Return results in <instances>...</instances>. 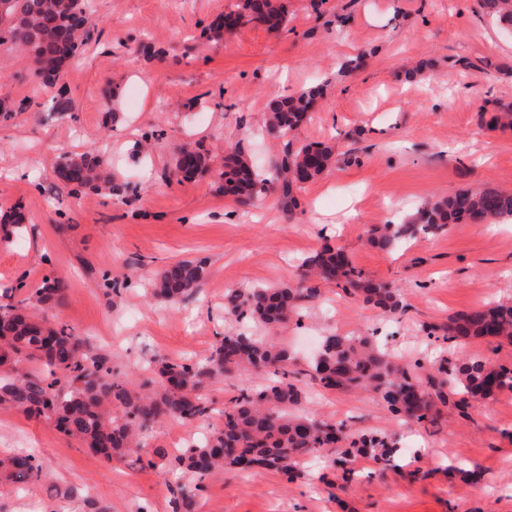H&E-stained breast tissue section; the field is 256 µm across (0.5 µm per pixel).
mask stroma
<instances>
[{"instance_id":"obj_1","label":"stroma","mask_w":512,"mask_h":512,"mask_svg":"<svg viewBox=\"0 0 512 512\" xmlns=\"http://www.w3.org/2000/svg\"><path fill=\"white\" fill-rule=\"evenodd\" d=\"M288 26L241 24L218 44L205 29L230 0H95L89 39L66 69L75 117L22 109L35 90L24 55L0 45V91L18 114L0 124V209L21 206L28 231L0 241V288L15 301L49 275L67 277L51 321L70 324L134 386L153 358L206 355L217 336L263 335L224 310V292L279 286L323 244L340 246L372 278L400 287L401 312L385 314L320 284L300 319L270 333L306 356L329 330L379 338L408 360L447 355L512 368V344L441 338L450 316L512 302V223L460 224L418 234L391 251L370 229L406 222L426 199L491 185L512 193V130L490 128L512 107V38L476 0H284ZM164 50L145 60L141 48ZM363 65L340 75L344 58ZM431 64L430 84L406 81V64ZM324 87L313 112L287 140L262 134L273 99ZM150 137L149 155L132 157ZM203 142L215 159L240 145L260 172L285 145L335 142L338 158L300 191L286 216L277 195L244 213L212 177L182 179L173 157ZM110 143L105 168L120 194L73 193L54 173L59 155ZM204 262L202 288L171 305L150 294L152 272L178 260ZM307 409L356 428L396 435L394 465H357L351 479L328 458L287 475L216 472L195 492L194 512H512V391L440 429L403 427L370 394L310 388ZM189 425L156 426L143 463L104 460L44 418L0 409V458L33 453L42 481L0 482V512H172L181 480L169 458ZM164 456H156V448Z\"/></svg>"}]
</instances>
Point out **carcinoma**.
Masks as SVG:
<instances>
[{
	"mask_svg": "<svg viewBox=\"0 0 512 512\" xmlns=\"http://www.w3.org/2000/svg\"><path fill=\"white\" fill-rule=\"evenodd\" d=\"M485 12L502 27L512 28V0H479ZM88 0H0V45L20 49L29 59L38 87H58L49 111L72 112L65 87L59 86L67 63L85 49L89 38ZM81 17L80 26L69 24ZM246 20L269 29L288 22L280 0H234L223 18L208 28L206 40L219 43L224 31ZM314 86L269 104L265 134L280 140L308 117L310 106L322 95ZM335 161L329 145L285 147L272 161V172L261 175L243 151L234 146L224 163L211 167L210 150L202 144L185 146L173 159L174 169L186 178L213 173L219 188L238 206L247 208L273 189L284 209L298 207L295 191L320 177ZM104 158L98 148L80 154L64 153L54 173L74 191L119 193L121 186L103 175ZM512 218V193L495 187L457 189L425 201L410 224H385L373 229L372 245L390 251L419 232L444 233L458 224H495ZM21 215L7 211L0 217V240L22 235ZM201 262L178 260L156 270L152 293L167 302H179L197 292L205 279ZM312 278L334 285L385 313L402 309V292L395 285L374 280L356 267L340 247L326 245L303 261L298 282L279 287L229 290L224 307L229 314L247 317L276 330L297 314L301 302L317 295L306 288ZM66 278L50 275L33 290L36 305L61 306L69 295ZM443 339L451 343L483 339L512 342V303L462 312L448 319ZM39 363L41 372L32 368ZM270 375L269 382L241 390L222 412L223 424L203 441L178 451L174 465L198 480L219 471L249 473L266 468L284 473L297 459L325 450L341 449L338 463L347 474L357 458L389 465L398 440L387 433H366L344 421L316 418L299 411L305 390L302 380L327 391L366 390L395 417L418 424L437 423L440 407L459 395V407L485 402L503 390H512V370L472 358L445 362L436 368L403 364L374 336L329 332L322 337L316 357L301 368L287 347L261 336L228 332L216 339L208 355L197 362L160 361L154 379L138 390L112 369L111 356L90 349L85 338L66 325L47 323L5 294L0 300V408L28 416L45 417L56 429L76 439L106 460L140 447V436L164 421L199 420L214 412L204 390L211 381L237 375ZM119 406L123 417L112 415ZM41 470L29 455L0 462V480L34 483Z\"/></svg>",
	"mask_w": 512,
	"mask_h": 512,
	"instance_id": "cac0c4a2",
	"label": "carcinoma"
}]
</instances>
